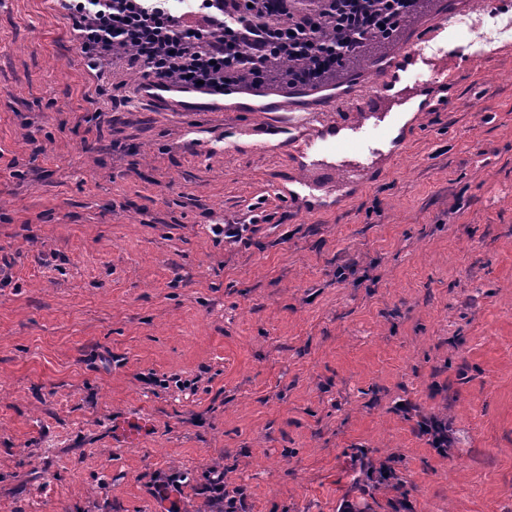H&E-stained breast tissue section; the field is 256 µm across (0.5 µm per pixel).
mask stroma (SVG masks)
Here are the masks:
<instances>
[{"label":"stroma","instance_id":"stroma-1","mask_svg":"<svg viewBox=\"0 0 512 512\" xmlns=\"http://www.w3.org/2000/svg\"><path fill=\"white\" fill-rule=\"evenodd\" d=\"M410 41L437 106L305 210L278 114L113 107L138 74L0 0V512H161L172 469L201 512L216 465L247 512H512V0H425L372 52ZM364 452L397 480L361 491ZM417 433L422 437H427L429 445L435 448L440 455L447 454L452 437L448 434L446 423H442L434 417H423L417 423Z\"/></svg>","mask_w":512,"mask_h":512}]
</instances>
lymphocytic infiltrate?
Segmentation results:
<instances>
[{"label": "lymphocytic infiltrate", "mask_w": 512, "mask_h": 512, "mask_svg": "<svg viewBox=\"0 0 512 512\" xmlns=\"http://www.w3.org/2000/svg\"><path fill=\"white\" fill-rule=\"evenodd\" d=\"M91 63L172 85L319 86L390 40L423 0H59Z\"/></svg>", "instance_id": "1"}]
</instances>
